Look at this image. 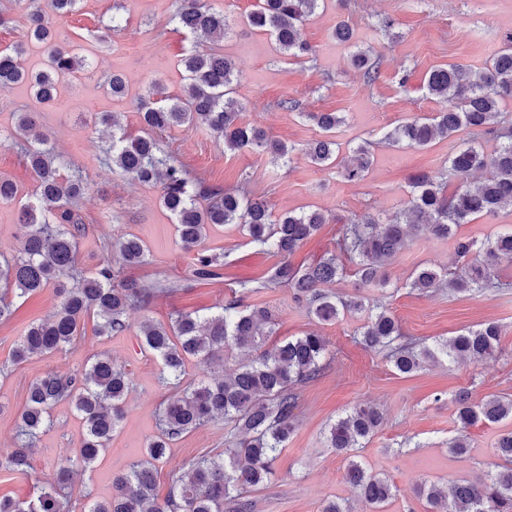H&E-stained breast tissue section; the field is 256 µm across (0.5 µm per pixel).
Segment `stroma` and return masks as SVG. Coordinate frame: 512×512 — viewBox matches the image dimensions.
<instances>
[{
	"label": "stroma",
	"instance_id": "35a3bbf8",
	"mask_svg": "<svg viewBox=\"0 0 512 512\" xmlns=\"http://www.w3.org/2000/svg\"><path fill=\"white\" fill-rule=\"evenodd\" d=\"M117 0H80L78 9L56 19L59 43L89 56L92 76L76 75L59 86L55 106H38L23 83L0 87V175L22 189L33 186V175L10 134L16 115L36 112L56 150L84 174L88 187L79 202L84 232L77 247L80 270H93L107 255L113 236L132 233L148 248L144 264L123 266L122 278L139 283H162L144 309L129 313L131 331L120 336H100L97 321L87 318L77 345L69 350L38 355L18 365L10 364L12 350L26 327L46 319L56 304L53 289L16 300L10 321L0 322V457L16 448V422L30 385L48 373L70 375L84 369L89 357L108 352L132 377L121 422L112 443L94 468H84L79 456L84 427L68 403L53 410L54 423L41 434L31 455L28 473L0 472V495L32 499L59 468L72 470L67 493L70 512H88L94 500L108 498L112 478L139 459L156 435V414L173 396L159 381L160 360L143 349L135 328L146 319L169 323L180 312L208 313L231 298L238 281L262 280L278 261L262 251L231 224L210 227L202 250L219 254L220 278L198 280L191 274L192 256L175 236L169 212L159 202L160 190L137 184L103 165L100 148L108 144L110 131L98 123L105 112H117L126 133L142 131L135 96L154 81L170 96L183 93L185 82L179 65L186 40L170 21L175 0H118L123 28L111 33L107 43L96 40L108 25ZM222 9L229 27L224 53L236 65V99L244 104L245 122L263 129L269 137L298 146L319 135L310 121L316 112H341L346 122L336 132L340 143L375 141L374 163L364 180L347 183L336 170L311 164L304 157L290 163L275 162L267 154L246 148L226 151L207 128L183 126L156 132L161 147L198 177L228 189H240L265 199L280 214L319 209L332 216L320 232L292 256L294 265L322 257L333 249L340 234L339 222L365 214H390L408 200L413 175L446 171L449 143L437 142L424 149L393 148L381 144L383 133L397 121L421 117L438 105L425 90L429 72L446 63L481 65L512 32V0H326L323 10L306 23L304 39L313 47L309 57H287L276 52L270 40L241 22L255 0H211ZM347 20L358 34L361 47L380 58L381 75L372 84L351 69L345 51L330 36L337 19ZM390 21V35L378 27ZM121 73L129 95H107L104 82ZM285 99L299 102V112L280 108ZM111 222H104V215ZM450 242L423 234L412 235L406 248L387 267L384 290L369 289L412 338L447 339L461 330L489 321L501 329V354L477 364L426 366L420 372L398 374L384 353L364 348L353 332L359 321L345 317L333 324H317L306 309L295 303L285 288L263 289L247 297L250 305H266L276 312V340L318 330L329 341L328 366L320 378L297 390L298 408L293 433L273 463V476L251 493L252 512H321L330 500L346 499L351 512H375L353 494L346 482L348 461L327 448L324 432L352 405L364 402L378 408L383 425L355 456L369 472L388 477L395 496L382 512H428L415 487L424 481L450 486L459 479L476 480L494 470L493 452L498 428L477 424L460 429L452 397L467 390L473 400L489 394L512 397V290L448 295L440 291L421 294L407 289L410 273L421 264L449 265ZM466 433L471 448L457 457L449 442ZM230 425L218 422L200 427L176 441L167 462L158 464L155 493L165 499L175 486L180 465L202 455L223 453Z\"/></svg>",
	"mask_w": 512,
	"mask_h": 512
}]
</instances>
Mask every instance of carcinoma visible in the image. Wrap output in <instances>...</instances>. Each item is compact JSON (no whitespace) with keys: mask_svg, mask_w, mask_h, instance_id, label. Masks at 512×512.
Returning a JSON list of instances; mask_svg holds the SVG:
<instances>
[{"mask_svg":"<svg viewBox=\"0 0 512 512\" xmlns=\"http://www.w3.org/2000/svg\"><path fill=\"white\" fill-rule=\"evenodd\" d=\"M24 1L29 10V42L0 50V86L25 83L38 103L50 104L57 99L63 79L90 66L87 58L56 43L53 19L73 12L78 0H17ZM322 3L259 0L243 16V22L267 35L279 53L311 55L313 49L303 38V26ZM171 22L178 31L208 35L211 46L203 49L193 44L183 49L179 59L186 80L183 95L166 96L155 85L139 97L138 112L144 127L164 131L204 126L224 142L227 151L251 148L288 162L301 154L317 166L340 167L338 173L348 182L366 176L373 163V141L363 139L351 147L353 163L339 165L336 129L345 123V117L337 112L310 115L321 136L305 147L271 140L264 130L243 121L244 108L234 97V63L221 48L225 16L212 9L208 0H180ZM331 36L336 44L349 49V66L362 73L367 83L379 78V58L359 47L354 28L339 20ZM30 45L41 47L46 56L37 72L25 70L18 62ZM426 88L441 108L430 116L397 124L383 134L382 141L423 149L451 140L448 173L414 176L402 209L385 219L368 215L344 224L337 241L339 253L300 267L294 266L290 257L328 223V214L303 209L275 219L266 201L241 197L222 186L189 177L185 167L151 135L131 136L124 131L118 113L102 115L101 123L112 126V142L103 152L104 162L140 185L161 187L160 201L176 224L178 243L185 252L194 254L196 279L212 278L219 266L217 256L198 250L210 224L237 225L251 243L274 253L280 261L259 285L239 282L237 295L216 312L180 313L167 325L149 320L139 325L142 345L161 361L163 383L178 389L179 395L164 407L161 432L148 443L143 458L114 477L112 497L95 502L89 512H224L226 507L232 512H251L247 493L273 474L272 462L294 429L296 388L321 376L328 346L325 337L315 332L266 346L276 325L274 312L266 306L244 303V298L261 289H288L294 301L321 323L347 314L360 316L362 323L355 335L367 348L389 351L393 368L402 375H413L431 362L473 363L500 353V329L491 322L464 329L450 340L402 344L395 318L364 294L367 288L386 286L384 264L404 249L409 228L450 240L454 271L420 266L404 287L421 293L446 289L469 294L512 286L497 274L501 263L512 262V225L480 241L457 233L462 224L493 215L506 206L512 209V128L505 127L506 115L501 112L503 102L512 101V32L479 68L458 63L439 66L430 72ZM35 128L34 113L18 114L15 132L26 140L23 151L34 175L33 190L24 192L12 180L0 177V203H19L21 241L19 254L0 262V321L13 316L9 294L26 298L52 287L59 303L49 319L30 325L20 336L12 350L13 364L73 345L91 315L97 318L99 335H121L131 328L128 311L148 307L161 292L153 284L117 279L108 256L95 271L83 273L68 284L77 270V240L83 231L77 204L87 184L50 147L48 135ZM481 137L494 139V148L485 149ZM476 172L485 173V179L473 188L468 178ZM449 174L459 180L451 193ZM110 247L130 266L146 261L147 249L134 236H115ZM343 255L354 266L355 292L338 296L326 287L346 276ZM234 349H248L255 356L222 381L201 378L183 384L189 359L196 360L206 372ZM130 383L125 367L117 365L106 352L93 355L91 363L74 375L48 373L37 379L29 387L19 416L20 444L11 455L0 458V470L28 471L33 442L50 424L52 408L63 400L73 404L84 422L81 461L87 467L95 465L124 417L123 403ZM454 402L456 419L464 428L478 423L504 425L495 444L499 463L478 484L460 481L448 494L438 484L426 481L419 485L418 494L431 512H512V399L487 395L475 402L469 392L462 391ZM219 421L232 424L234 432L224 455L189 463L177 479L176 490L158 501L154 494L156 464L170 459L172 445L183 435ZM382 423L376 407L356 404L330 424L327 447L346 454L369 440ZM68 479V473L58 474L28 501L0 496V512H66L67 498L58 489ZM347 481L376 509L393 496L394 484L385 476L367 472L358 461L349 462Z\"/></svg>","mask_w":512,"mask_h":512,"instance_id":"carcinoma-1","label":"carcinoma"}]
</instances>
